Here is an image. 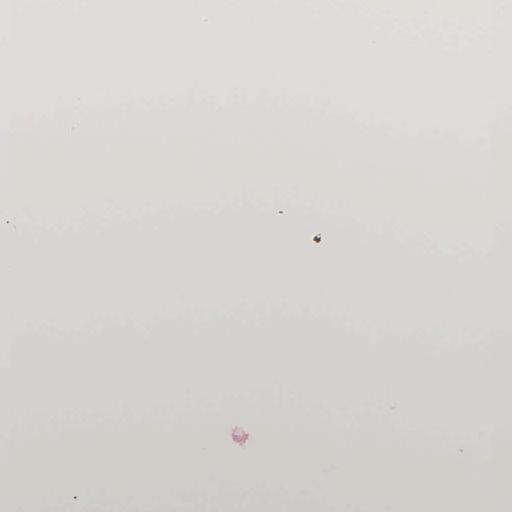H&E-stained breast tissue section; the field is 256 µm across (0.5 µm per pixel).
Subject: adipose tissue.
Segmentation results:
<instances>
[{
  "mask_svg": "<svg viewBox=\"0 0 512 512\" xmlns=\"http://www.w3.org/2000/svg\"><path fill=\"white\" fill-rule=\"evenodd\" d=\"M127 81L0 98V479L80 473L136 512H301V474L364 512H512V104L335 81ZM354 159L329 167L326 143ZM478 173V184L467 176ZM155 180V198L136 194ZM272 185L285 193L267 203ZM255 200L245 201L243 187ZM382 208L361 224L290 193ZM208 206L181 205L184 194ZM121 199L116 220L100 201ZM472 224L475 243L413 228ZM245 336H279L270 357ZM479 366L472 383L464 371ZM279 372L343 404L397 410L342 426L296 400L250 403ZM201 403L191 413L186 396ZM468 412L440 441L449 405ZM272 434L265 463L216 500L229 410ZM123 464H112L114 455ZM486 484L478 497L470 485Z\"/></svg>",
  "mask_w": 512,
  "mask_h": 512,
  "instance_id": "ef3b65f1",
  "label": "adipose tissue"
}]
</instances>
